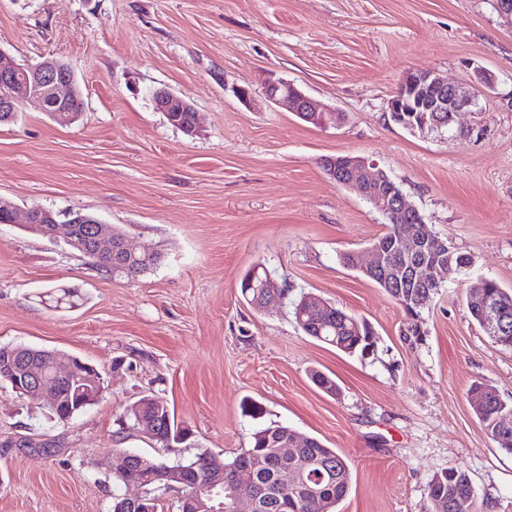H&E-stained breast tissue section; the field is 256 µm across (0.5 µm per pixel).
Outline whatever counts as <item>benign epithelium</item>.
<instances>
[{
    "instance_id": "benign-epithelium-1",
    "label": "benign epithelium",
    "mask_w": 512,
    "mask_h": 512,
    "mask_svg": "<svg viewBox=\"0 0 512 512\" xmlns=\"http://www.w3.org/2000/svg\"><path fill=\"white\" fill-rule=\"evenodd\" d=\"M0 60L7 61L11 70L0 71V112L5 118L12 117V112L25 102L37 103L51 118L59 112L70 111L69 104L79 98V90L74 72L70 67L56 58H45L32 65H20L7 53L0 51ZM266 99L272 104L287 108L298 117L316 125H327L336 121V113L325 109L319 102L306 96L294 84L278 80L266 87ZM154 104L161 112H191V104L183 97L168 90H158L154 94ZM476 105L475 96L462 91L458 86L437 77L431 71H408L400 81L398 91L389 101L391 115L398 112H448L451 118L461 112H470ZM353 172L359 178L345 183L347 187H355L365 196L376 193L378 203L393 215L404 214L413 207L406 204L403 195L395 193L388 184L385 171L380 169L371 177H366V161L361 157L350 159ZM25 223L31 230L38 231L48 238L57 237L59 228L65 229V240L70 245L90 252L97 256L112 254V228L92 214L81 210H72L59 220L53 212L42 207H31L25 215ZM89 225V236L78 237L75 225ZM428 243L440 253L431 261L416 260L402 269L404 279L420 288H433L439 284L437 273L451 269L448 259L442 256L444 243L433 241L421 230L411 226L402 227L394 242L398 254L412 257L419 253L423 244ZM371 257L364 263L361 270L366 273L387 277L391 271L390 253L379 246L370 248ZM246 287L255 289V307L261 309L276 296L277 282L268 272L252 270ZM0 366L9 369L12 375L24 379L19 393L28 397H42L46 406L57 404L61 389L70 381L74 366L70 360L58 364L56 376L50 381L38 377H25L23 363L16 352L0 355ZM158 494L166 496L173 492L180 494L185 502V512H213L208 500L201 492L191 490L186 484L184 470L181 467L168 468L158 476ZM126 486L134 487L137 493L123 496L120 507L126 512H152L143 485L136 479L126 480ZM265 490L256 478V467L243 465L234 472V477L227 487L226 497L231 500L233 512H261L264 507Z\"/></svg>"
}]
</instances>
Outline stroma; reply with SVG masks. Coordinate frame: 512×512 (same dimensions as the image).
Masks as SVG:
<instances>
[{"label": "stroma", "mask_w": 512, "mask_h": 512, "mask_svg": "<svg viewBox=\"0 0 512 512\" xmlns=\"http://www.w3.org/2000/svg\"><path fill=\"white\" fill-rule=\"evenodd\" d=\"M0 49L23 65L64 60L84 100L68 126L32 103L0 125V198L22 212L83 210L160 256L120 278L64 237L0 224V346L73 354L105 387L63 423L0 383V512H111L118 450L229 457L277 424L345 458L351 487L336 512H420L431 477L451 465L487 512H512V454L468 397L478 380L512 401V350L466 302L480 276L512 292V22L495 0H0ZM410 69L474 92L475 110L449 132L395 124L388 103ZM271 79L342 121L316 126L267 102ZM160 88L193 106L196 134L156 109ZM347 154L384 169L427 230L471 259L441 274L422 341L394 300L339 261L386 230L323 170ZM257 265L293 294L367 320L373 351L304 335L291 296L251 307L240 283ZM65 289L73 305L56 304ZM314 370L339 396L312 382ZM151 394L190 440L164 448L124 432L126 405Z\"/></svg>", "instance_id": "35a3bbf8"}]
</instances>
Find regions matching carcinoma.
I'll return each instance as SVG.
<instances>
[{
  "instance_id": "1",
  "label": "carcinoma",
  "mask_w": 512,
  "mask_h": 512,
  "mask_svg": "<svg viewBox=\"0 0 512 512\" xmlns=\"http://www.w3.org/2000/svg\"><path fill=\"white\" fill-rule=\"evenodd\" d=\"M158 261L157 256L148 260H130L114 255L105 258L103 263L112 268L113 275L129 277L157 265ZM365 278L378 285L397 304L403 306L409 318L408 331L415 337L421 336L420 325L415 322L420 308L406 302L402 297L409 289L401 287L395 278L385 284L372 274L365 275ZM481 285L486 297L496 306L500 323L505 329L489 332L483 309L478 306L469 307L470 315L494 343L512 349V292H505L495 279L489 277L481 278ZM292 306L295 322L310 337L349 355L362 353L374 345L372 331L366 322L329 303L322 309H316L306 300V293L302 292L292 302ZM6 351H15L29 358L28 375H50L54 358L45 356V353L25 344L0 347V354ZM98 377L100 374L95 368L76 365L74 382L63 389L53 416L61 422H68L95 404L92 395L100 396L103 393V388L95 382ZM469 394L482 398V407L477 411V415L485 424L492 440L498 447L512 453V423L503 426V417L512 416V402L504 400L494 389L481 382L473 383ZM165 407L167 403L163 399L146 395L126 408L125 418L132 429L136 428V418L139 415L158 419L159 431L154 442L163 447L168 446L176 442V439L168 437V428L163 418L157 417L159 413L165 414ZM293 439L294 430L290 427L268 426L253 433L250 447L243 448L230 457L207 453L174 463L137 450L124 449L122 453L128 455L127 473L124 476L114 474L112 480L118 485H123L125 478L134 477L147 488L148 498L152 499L156 496L154 476L163 466L174 464L187 469L189 480L202 487L208 485L218 474L226 480L230 479L234 466L238 464L258 460L261 462L260 479L267 497V507L263 512H307L304 494L294 482L295 473L302 468L305 469L307 487L313 489L330 506L338 505L349 493L351 484V472L346 460L320 440L304 437L299 440L297 461H286L280 458L278 448L280 443ZM421 512H484V499L465 471L450 466L435 473L430 479Z\"/></svg>"
}]
</instances>
